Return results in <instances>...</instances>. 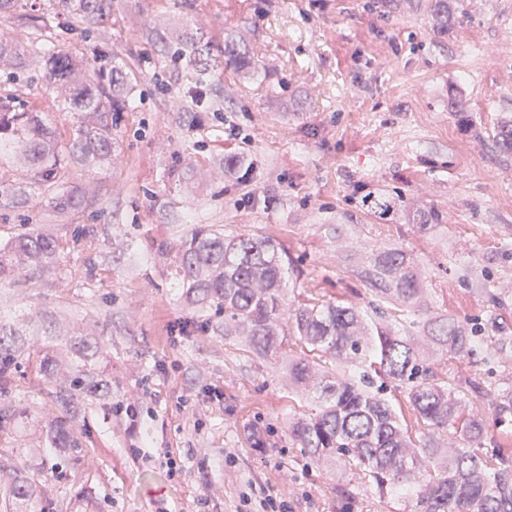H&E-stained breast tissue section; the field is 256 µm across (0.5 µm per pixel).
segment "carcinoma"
Returning <instances> with one entry per match:
<instances>
[{
    "label": "carcinoma",
    "instance_id": "1",
    "mask_svg": "<svg viewBox=\"0 0 512 512\" xmlns=\"http://www.w3.org/2000/svg\"><path fill=\"white\" fill-rule=\"evenodd\" d=\"M18 0H0V25L17 19ZM115 0H54L55 28L62 35L73 31L71 21L82 19L80 35L98 45L112 41L108 26ZM46 15L30 18L27 34L15 40L0 37V59L11 61L13 74H25L26 56L47 59L41 84L64 89L72 114V129L63 139L46 123L44 113L12 93H0V166L14 159L23 173L3 177L0 170V208L24 206L32 192L53 190L47 203L59 214L86 205L84 195L65 187L66 163L96 168L112 164L113 113L123 102L112 98L105 83L123 80L122 71L104 73L98 59L76 58L52 47L42 38ZM188 52L196 67L197 82L207 85L223 74L228 46L214 50L213 42L191 37L178 55ZM499 149L512 153V124L498 127ZM364 209L378 222L391 223L407 213L408 223L428 233L443 223L434 208H410L399 196L370 192ZM63 248L59 238L37 228L18 233L0 247V280L30 267L55 263ZM359 253L356 277L373 300L365 313L351 300H299L284 313V250L268 236L224 235L196 228L176 252V274L193 305L224 313V337L241 336L246 351L286 370L288 390L311 400L309 412L288 418V439L318 466L332 460L355 467L377 493L408 491L413 512H512V448L485 451L488 421L512 425V383L482 408L467 395L472 381L440 378L434 369V349L448 360L473 364L482 359L496 363L512 354V322L500 314L465 320L442 319L429 311L431 288L426 271L400 245L368 247L351 243ZM421 318L412 332L401 315ZM82 357L67 378L57 381V346L35 361L37 373L59 387L60 416L44 434L50 448H82L72 420L86 400L112 396V378L103 374L99 342H78ZM30 355L0 325V432L17 426L20 410L12 395L14 373ZM406 399L418 424L424 427L414 440L395 406L396 394ZM448 441L433 442L435 435ZM14 479L0 497L14 512H37L42 483L58 475V465L41 468V481L31 478L22 464L13 465Z\"/></svg>",
    "mask_w": 512,
    "mask_h": 512
}]
</instances>
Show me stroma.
<instances>
[{"mask_svg": "<svg viewBox=\"0 0 512 512\" xmlns=\"http://www.w3.org/2000/svg\"><path fill=\"white\" fill-rule=\"evenodd\" d=\"M436 0H119L112 51V167L69 165L91 191L63 217L34 198L0 209V245L23 226L51 230L56 264L0 285V323L38 353L57 337L103 338L112 401L73 422L84 443L41 492L42 512H261L245 492L293 512H410L357 470L319 467L288 439L307 410L281 368L224 335V319L186 303L173 256L192 230L266 234L285 248L286 287L327 299L371 295L337 241L403 245L431 276L433 315L485 316L483 294L512 302V154L494 134L512 119V0H456L439 29ZM196 33L234 47L235 63L199 88L174 58ZM223 98L218 110L203 99ZM246 157V170L228 167ZM383 190L443 212L420 235L377 224L361 200ZM191 321L189 335L178 325ZM27 416L0 437L11 466L59 457L42 430L55 387L19 368ZM138 405L129 426L120 407ZM263 436L264 447L253 445ZM182 465L170 478L167 459Z\"/></svg>", "mask_w": 512, "mask_h": 512, "instance_id": "obj_1", "label": "stroma"}]
</instances>
